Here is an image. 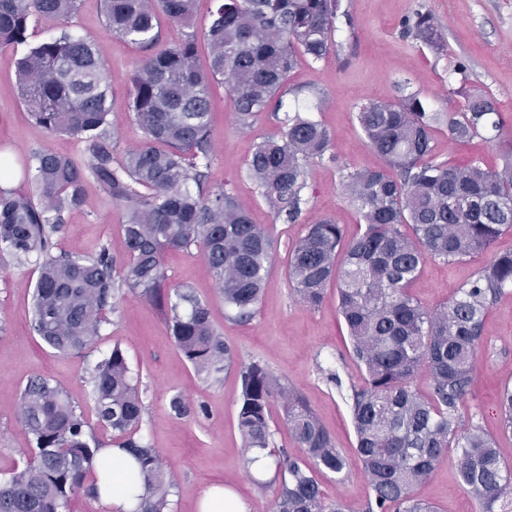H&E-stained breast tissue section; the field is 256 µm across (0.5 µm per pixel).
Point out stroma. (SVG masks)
I'll use <instances>...</instances> for the list:
<instances>
[{
	"label": "stroma",
	"mask_w": 512,
	"mask_h": 512,
	"mask_svg": "<svg viewBox=\"0 0 512 512\" xmlns=\"http://www.w3.org/2000/svg\"><path fill=\"white\" fill-rule=\"evenodd\" d=\"M421 12L433 15L445 43L443 52H433L405 31V23ZM336 24L328 57L316 64L300 62L288 77L282 106L261 113L252 128L237 124L225 85L212 88L213 155L204 187L232 188L240 207L275 240L252 317L236 319L225 307L217 281L197 249L167 252L164 265L170 284L187 286L209 303L213 321L237 362L260 361L305 399L349 462L339 475L317 472L326 501H341L346 512H364L371 488L356 452L351 415L362 369L353 356L336 288H328L316 308L302 303L292 290L287 278L290 248L306 225L325 217L341 224L346 236L357 234L359 216L344 193L343 177L383 165L382 158L364 145L357 123V109L367 101L419 94L438 115L437 158L457 165L477 160L490 169L501 166V149L489 144L485 135L461 144L449 141L448 115L461 108L457 89L464 82L473 89L490 90L506 126L512 127V0H340ZM64 29L95 38L107 65L112 91L108 146L113 156H122L143 139L129 110L132 75L143 52L106 31L101 0H78L66 24L32 19L25 43L0 47V163H10L16 186L25 182L26 161L35 151L47 149L79 162L88 156L81 140L36 128L16 84L18 58ZM461 65L467 68L462 75L457 72ZM298 105L314 106L315 119L332 137L335 157L311 165L302 213L292 224L276 216L261 196L248 173V161L257 143L276 133ZM125 218L124 206L112 201L95 180H87L83 205L66 213L61 232L52 238L55 249L91 255L106 244L114 256H121L120 226ZM495 252H512V232L500 236L492 252L467 261H427L411 292L426 308H436ZM38 276L37 256L19 262L0 252V478L24 466L29 457L30 439L19 420L25 384L48 378L86 416H93L92 370L117 345L143 391L146 409L138 436L159 451L174 475L172 512H197L202 492L217 484L231 489L248 512H273L275 487L258 486L245 471L236 427L241 393L236 370L224 371L216 382L198 375L177 349L164 313L132 295L117 299L116 310L94 345L77 355L59 354L32 329ZM482 336L484 348L460 408L461 425L495 436L501 459L512 465V435L501 433L496 404L500 386L512 379V288L490 306ZM178 394L200 407V414L177 417L170 400ZM417 494L438 512H478L476 500L459 480L452 453L436 465Z\"/></svg>",
	"instance_id": "obj_1"
}]
</instances>
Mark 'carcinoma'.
<instances>
[{"instance_id":"cac0c4a2","label":"carcinoma","mask_w":512,"mask_h":512,"mask_svg":"<svg viewBox=\"0 0 512 512\" xmlns=\"http://www.w3.org/2000/svg\"><path fill=\"white\" fill-rule=\"evenodd\" d=\"M196 0H102L112 36L147 51L132 77L129 110L143 143L118 159L106 146L111 112L105 63L94 40L71 32L31 48L17 62V84L35 126L49 135L87 143L84 162L48 149L34 152L31 183L0 189V252L40 259L31 323L61 355L79 354L100 336L114 300L131 294L165 316L175 344L198 373L217 379L234 352L211 319L208 303L167 281L169 251L199 249L214 273L224 305L248 319L269 272L274 241L253 223L231 190L207 195L203 168L211 159V87L227 86L238 124L249 128L284 93L300 60L327 58L339 0H216L204 38L208 60L200 65L197 36L156 49L159 19L190 26ZM77 0H0V46L22 44L30 18L64 23ZM411 29L433 50H444L432 15L416 14ZM465 103L448 118V137L464 143L493 131L503 120L487 92L460 86ZM366 145L385 167L347 174L346 195L360 218V232L345 238L331 218L308 224L296 240L287 276L298 299L317 307L328 285L337 286L339 310L364 385L353 391L357 452L372 498L365 512H438L416 495L452 448L460 479L480 512H512V467L500 459L496 439L460 427L458 407L467 394L481 349V327L490 304L512 288V252L498 254L448 302L422 306L410 288L428 260L449 265L490 250L512 231V138L499 170L478 162L451 165L435 157L437 116L421 98L371 101L358 108ZM321 123L295 110L279 131L259 142L248 163L251 178L278 215L301 213L311 163L331 154ZM94 178L112 200L125 205L124 253L107 245L85 256L51 252V237L64 213L83 203ZM421 371L426 396L412 388ZM237 428L245 467L272 457L278 484L275 512H344L325 501L313 476L348 465L317 416L296 391L257 361L240 366ZM98 423L122 438L118 447L137 464L143 493L136 512H171L172 473L158 452L135 439L144 405L120 346L91 375ZM282 401L288 431L303 455L273 447L270 405ZM500 429L512 433V382L501 387ZM20 421L31 437L30 458L0 483V512H65L81 490L100 495L98 470L112 467L84 411L46 378L21 392Z\"/></svg>"}]
</instances>
